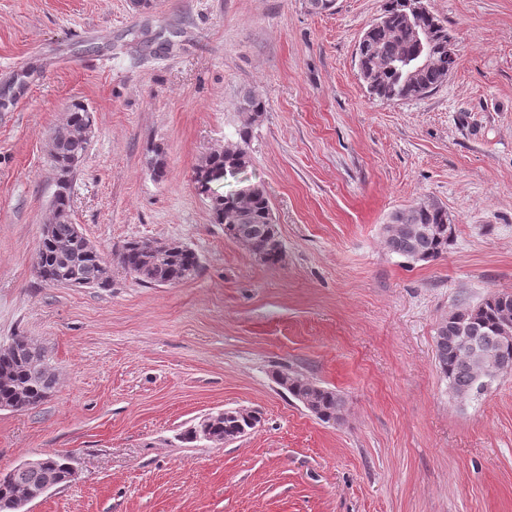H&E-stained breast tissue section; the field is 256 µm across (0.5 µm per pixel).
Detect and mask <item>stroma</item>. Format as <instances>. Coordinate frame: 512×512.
<instances>
[{
    "label": "stroma",
    "mask_w": 512,
    "mask_h": 512,
    "mask_svg": "<svg viewBox=\"0 0 512 512\" xmlns=\"http://www.w3.org/2000/svg\"><path fill=\"white\" fill-rule=\"evenodd\" d=\"M383 0H0V348L48 353L54 391L0 410V471L66 452L73 481L30 512H512V373L459 401L435 363L449 312L512 293V0H426L458 49L431 93L371 95L357 46ZM251 163L213 183L264 186L284 246L269 266L214 223L196 169L244 122ZM95 118L70 214L111 257L178 241L196 276L108 288L42 282L52 131ZM165 175L154 178V147ZM448 213L443 257L391 252L412 205ZM346 403L326 423L272 373ZM261 422L224 445L179 435L207 413Z\"/></svg>",
    "instance_id": "1"
}]
</instances>
